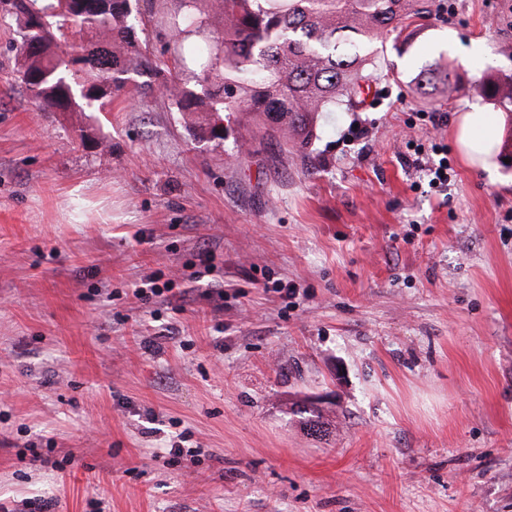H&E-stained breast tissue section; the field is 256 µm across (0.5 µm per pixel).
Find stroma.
I'll use <instances>...</instances> for the list:
<instances>
[{
  "label": "stroma",
  "mask_w": 512,
  "mask_h": 512,
  "mask_svg": "<svg viewBox=\"0 0 512 512\" xmlns=\"http://www.w3.org/2000/svg\"><path fill=\"white\" fill-rule=\"evenodd\" d=\"M443 4L379 45L371 98L323 113L305 160L265 139L233 158L231 119L195 137L148 73L102 111H39L0 10V502L512 512V162L467 166L453 136L493 109L476 77L512 76V0ZM178 5L130 0L151 62ZM438 62L453 95L424 80ZM419 143L443 146L446 187ZM151 273L184 307L135 302ZM424 154L422 149L418 150L415 155H417L415 160H412L415 167L420 168L421 170H425L428 172V175L431 176L430 182L434 186L444 185L448 183V170H450V164L448 163V157L444 155L441 157L437 164H433V166H427L429 161L424 162L422 157ZM427 167V168H426Z\"/></svg>",
  "instance_id": "obj_1"
}]
</instances>
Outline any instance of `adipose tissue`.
<instances>
[{
  "label": "adipose tissue",
  "instance_id": "adipose-tissue-1",
  "mask_svg": "<svg viewBox=\"0 0 512 512\" xmlns=\"http://www.w3.org/2000/svg\"><path fill=\"white\" fill-rule=\"evenodd\" d=\"M456 144L469 166L490 170L495 165V156L500 145L497 118L486 112L461 113Z\"/></svg>",
  "mask_w": 512,
  "mask_h": 512
}]
</instances>
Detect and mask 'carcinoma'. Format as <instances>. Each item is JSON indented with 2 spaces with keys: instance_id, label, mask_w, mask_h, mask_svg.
I'll use <instances>...</instances> for the list:
<instances>
[{
  "instance_id": "obj_1",
  "label": "carcinoma",
  "mask_w": 512,
  "mask_h": 512,
  "mask_svg": "<svg viewBox=\"0 0 512 512\" xmlns=\"http://www.w3.org/2000/svg\"><path fill=\"white\" fill-rule=\"evenodd\" d=\"M24 20L17 81L43 111L90 112L123 84L134 47L129 0H0ZM200 0H179L170 21L173 52L197 48L200 71L188 75L198 95L176 77L170 97L195 119L202 138H219L222 113L302 155L322 112L350 110L378 71L374 43L402 35L432 16L436 0H219L224 29L209 30ZM432 78L455 91L452 72L434 64ZM476 91L512 112V78L483 76Z\"/></svg>"
}]
</instances>
